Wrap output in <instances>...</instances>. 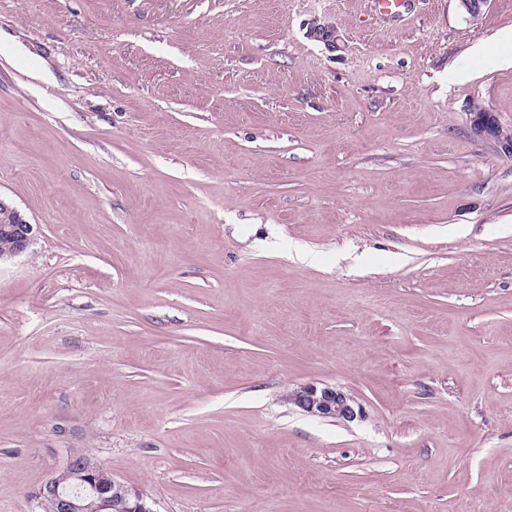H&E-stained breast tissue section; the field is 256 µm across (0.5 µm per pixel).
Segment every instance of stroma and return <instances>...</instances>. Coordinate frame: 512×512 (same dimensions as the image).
Masks as SVG:
<instances>
[{
  "mask_svg": "<svg viewBox=\"0 0 512 512\" xmlns=\"http://www.w3.org/2000/svg\"><path fill=\"white\" fill-rule=\"evenodd\" d=\"M512 0H0V512H512ZM353 397L311 417L300 385ZM470 129L471 133L476 137H484L486 135L496 137L503 143L506 150L512 151L511 133L504 132L489 112L482 110L475 112ZM34 232V225L30 224L23 216L6 200L0 198V260L4 257H12L24 252ZM9 240V241H8ZM293 404L302 412L314 417L352 421L359 414L355 401L348 394L330 386L306 384L290 396ZM36 497L53 512H154L142 492L127 486L89 454L72 456Z\"/></svg>",
  "mask_w": 512,
  "mask_h": 512,
  "instance_id": "1",
  "label": "stroma"
}]
</instances>
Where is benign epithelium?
Listing matches in <instances>:
<instances>
[{
  "mask_svg": "<svg viewBox=\"0 0 512 512\" xmlns=\"http://www.w3.org/2000/svg\"><path fill=\"white\" fill-rule=\"evenodd\" d=\"M471 133L476 137L494 136L512 151V135L504 132L486 111L474 113ZM33 232L34 225L0 199V236L10 241L0 259L24 252ZM290 400L314 417L352 421L358 415L353 398L330 386L303 385L291 394ZM37 498L42 504H51L53 512H154L142 492L114 477L89 454L72 456L50 476Z\"/></svg>",
  "mask_w": 512,
  "mask_h": 512,
  "instance_id": "obj_1",
  "label": "benign epithelium"
}]
</instances>
